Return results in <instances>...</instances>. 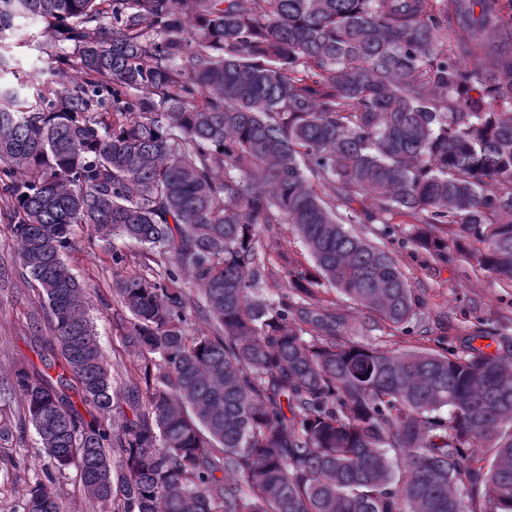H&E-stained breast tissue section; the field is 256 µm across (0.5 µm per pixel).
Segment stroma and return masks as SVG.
I'll return each mask as SVG.
<instances>
[{
	"instance_id": "obj_1",
	"label": "stroma",
	"mask_w": 512,
	"mask_h": 512,
	"mask_svg": "<svg viewBox=\"0 0 512 512\" xmlns=\"http://www.w3.org/2000/svg\"><path fill=\"white\" fill-rule=\"evenodd\" d=\"M42 27L38 20H19L15 33L0 41V51L11 55L18 63L20 76L28 79L40 77L47 67L46 54L35 50L29 40ZM361 230L399 259L423 306L407 332L390 338L369 330L366 313L346 297L335 295L336 312L345 320L347 340L379 346L391 340L403 348L440 346L449 350L471 341L489 354L512 357V288L503 287L480 270L477 249H470L466 258L444 263L418 248L411 225H404L391 237L385 236L381 224H365ZM74 242L65 260L77 279L90 285L88 308L99 343L110 364L122 369L134 363L136 357L121 347L120 338L130 315L113 298L112 284L128 271L156 266L158 257L137 247L126 267L115 266L111 245L80 225L74 229ZM478 319L492 331V339L474 338V322ZM50 336L47 309L20 265L10 217L0 207V424L12 431L9 440H0V512H18L29 483L44 463L34 430L19 426L20 401L11 395L9 387L14 368L23 362H39ZM19 447L27 449V457L17 466H9V458Z\"/></svg>"
}]
</instances>
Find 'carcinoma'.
Instances as JSON below:
<instances>
[{
    "instance_id": "carcinoma-1",
    "label": "carcinoma",
    "mask_w": 512,
    "mask_h": 512,
    "mask_svg": "<svg viewBox=\"0 0 512 512\" xmlns=\"http://www.w3.org/2000/svg\"><path fill=\"white\" fill-rule=\"evenodd\" d=\"M249 2L0 0V41L32 16L73 43L0 81V202L52 333L10 382L48 459L21 512H60L71 467L112 512H512V361L342 340L324 297L406 332L421 298L351 229L397 217L512 288V0ZM76 224L165 255L114 284L122 375ZM274 224L312 269L262 249Z\"/></svg>"
}]
</instances>
